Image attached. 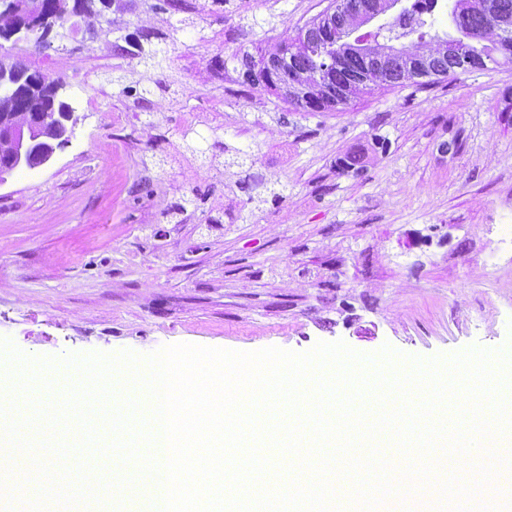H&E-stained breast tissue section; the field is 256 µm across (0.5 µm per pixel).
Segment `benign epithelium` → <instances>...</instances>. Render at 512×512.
I'll list each match as a JSON object with an SVG mask.
<instances>
[{
    "label": "benign epithelium",
    "instance_id": "benign-epithelium-1",
    "mask_svg": "<svg viewBox=\"0 0 512 512\" xmlns=\"http://www.w3.org/2000/svg\"><path fill=\"white\" fill-rule=\"evenodd\" d=\"M112 7L110 0H75L72 8L67 9L58 18L43 12L41 0H6L4 13L16 19V22L0 30V38H10L21 30H34L46 40L57 26L67 27L71 38L84 33L88 17L96 16L101 24L112 26V19L105 10ZM291 57L270 56L265 60V72L273 83L288 84V64ZM17 60L7 58L0 53V87L5 83L28 89L33 98V108L25 118L9 109L0 108V184L6 181V175L21 165L36 162L42 166L48 163L61 147L59 136L54 133V102L59 87L47 79L36 81L27 72L16 68ZM305 94L312 100H324L336 95L334 71L325 70L322 78L315 84L304 88Z\"/></svg>",
    "mask_w": 512,
    "mask_h": 512
}]
</instances>
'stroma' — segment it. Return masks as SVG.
Instances as JSON below:
<instances>
[{
    "mask_svg": "<svg viewBox=\"0 0 512 512\" xmlns=\"http://www.w3.org/2000/svg\"><path fill=\"white\" fill-rule=\"evenodd\" d=\"M331 4L130 0L113 34L0 41L78 116L48 164L0 185V337L56 357L512 349V262L493 253L512 215V61L319 112L247 79L245 56ZM140 35L154 66L126 52ZM222 143L247 165L210 167Z\"/></svg>",
    "mask_w": 512,
    "mask_h": 512,
    "instance_id": "1",
    "label": "stroma"
}]
</instances>
